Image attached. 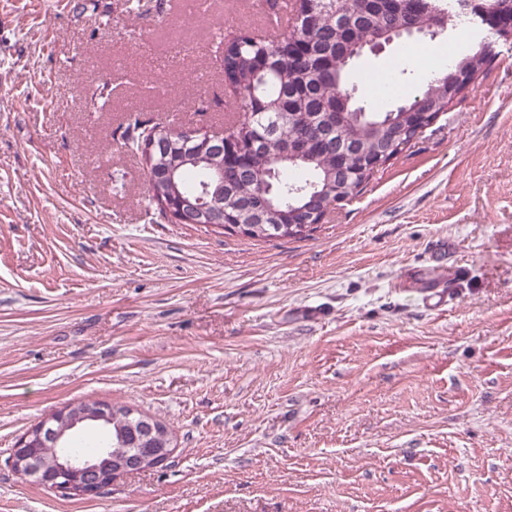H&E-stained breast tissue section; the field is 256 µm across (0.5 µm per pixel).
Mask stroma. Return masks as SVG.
I'll return each instance as SVG.
<instances>
[{
  "mask_svg": "<svg viewBox=\"0 0 512 512\" xmlns=\"http://www.w3.org/2000/svg\"><path fill=\"white\" fill-rule=\"evenodd\" d=\"M126 6L0 0V512H512V44L311 236L257 241L152 221L112 133L223 129L220 30L264 16ZM80 400L173 456L92 498L16 474ZM142 111H131L125 121L117 128L120 132L119 138L116 140L128 151L133 154L142 155L140 149L141 136L144 132L143 126L151 123V120L146 119Z\"/></svg>",
  "mask_w": 512,
  "mask_h": 512,
  "instance_id": "obj_1",
  "label": "stroma"
}]
</instances>
